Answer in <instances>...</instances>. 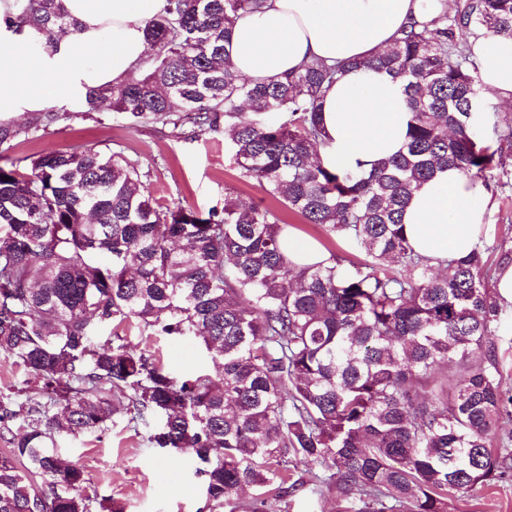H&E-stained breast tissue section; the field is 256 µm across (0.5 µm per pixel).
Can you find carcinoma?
Instances as JSON below:
<instances>
[{
    "label": "carcinoma",
    "instance_id": "obj_1",
    "mask_svg": "<svg viewBox=\"0 0 512 512\" xmlns=\"http://www.w3.org/2000/svg\"><path fill=\"white\" fill-rule=\"evenodd\" d=\"M48 36L74 26L63 0H17ZM260 0H168L145 26L150 68L90 91L134 124L230 129L229 148L288 210L365 249L350 267L297 268L277 211L225 194L204 215L141 190L118 152L52 151L0 166V356L23 387L0 395V512H114L83 494L57 437L102 434L122 414L163 453L196 461L209 512L245 487V512L312 482L336 512H448V499L502 477L493 447L512 405L485 276L512 259L479 241L441 274L409 245L414 191L448 166L512 186V115L496 151L474 127L482 76L463 34L512 39V0H460L415 21L382 53L252 82L233 69L232 31ZM403 83L405 150L369 171L332 170L321 93L350 69ZM9 180H3V177ZM110 338L99 341L102 329ZM191 336L221 373L178 378L125 336ZM25 432L13 435L16 421ZM322 467L288 481L290 465Z\"/></svg>",
    "mask_w": 512,
    "mask_h": 512
}]
</instances>
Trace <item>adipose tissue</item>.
<instances>
[{"instance_id":"obj_1","label":"adipose tissue","mask_w":512,"mask_h":512,"mask_svg":"<svg viewBox=\"0 0 512 512\" xmlns=\"http://www.w3.org/2000/svg\"><path fill=\"white\" fill-rule=\"evenodd\" d=\"M14 3L0 0V116L44 112L121 83L144 62L146 21L167 7V0H64L76 27L47 38L18 22ZM439 8V0H265L238 19L231 60L238 74L262 81L312 59L367 58ZM469 45L485 89L512 105V40L474 35ZM321 105L328 168L367 171L406 142V96L387 73L348 71L325 89ZM488 202L482 182L452 167L437 172L404 212L410 246L441 268L467 256L484 234Z\"/></svg>"}]
</instances>
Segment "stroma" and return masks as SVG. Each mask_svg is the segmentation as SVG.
Masks as SVG:
<instances>
[{
  "mask_svg": "<svg viewBox=\"0 0 512 512\" xmlns=\"http://www.w3.org/2000/svg\"><path fill=\"white\" fill-rule=\"evenodd\" d=\"M67 108L68 119L44 130L30 128L29 115L11 117L20 134L0 155V163L54 150L117 151L142 174L146 193L169 205L205 212L223 207L225 193L231 192L246 203L277 210L299 236L316 241L327 253L355 263L364 259V250L355 242L307 223L282 207L256 179L244 177L227 150L229 139L223 131L192 134L149 119L132 124L109 112L84 111L78 101ZM485 224L486 244L512 243V188H493ZM128 339L150 350L176 376L219 370L195 339L149 337L135 331ZM147 437V430L128 428L118 416L100 436L59 438L57 451L86 471L85 495L114 501L123 512H207L202 481L190 456L162 458ZM448 512H512V472L501 481L449 499Z\"/></svg>",
  "mask_w": 512,
  "mask_h": 512,
  "instance_id": "obj_1",
  "label": "stroma"
}]
</instances>
